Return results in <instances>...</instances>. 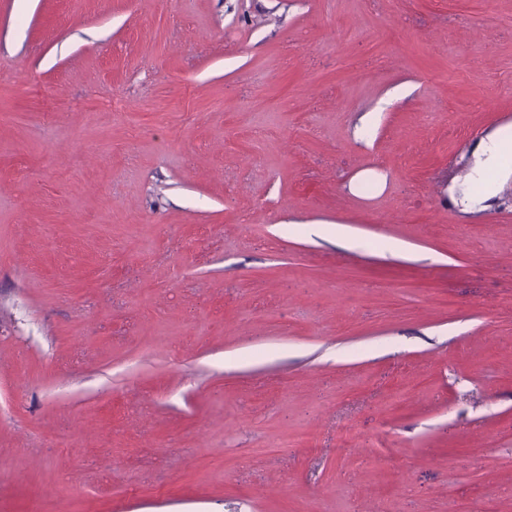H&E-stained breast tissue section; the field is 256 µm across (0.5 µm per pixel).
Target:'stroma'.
<instances>
[{"label": "stroma", "mask_w": 512, "mask_h": 512, "mask_svg": "<svg viewBox=\"0 0 512 512\" xmlns=\"http://www.w3.org/2000/svg\"><path fill=\"white\" fill-rule=\"evenodd\" d=\"M509 125L512 0H0V512H512ZM508 153L512 154V127L501 128L478 142L475 154L480 160L470 175L475 197L465 193L463 201L466 205L475 202L482 204L497 196L499 176L490 178L489 174L494 170H503V160Z\"/></svg>", "instance_id": "stroma-1"}]
</instances>
